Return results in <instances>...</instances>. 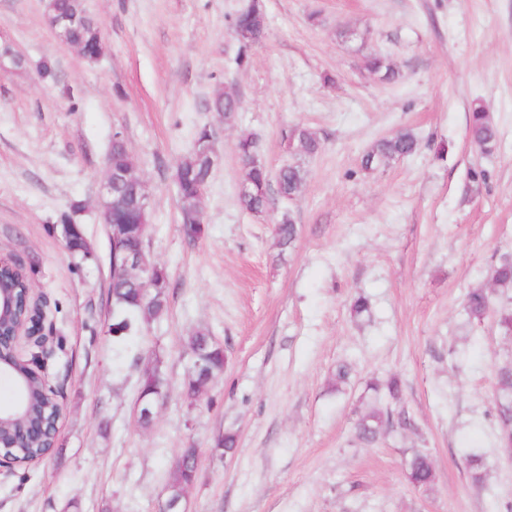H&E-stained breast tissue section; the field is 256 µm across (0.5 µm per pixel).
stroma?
Returning <instances> with one entry per match:
<instances>
[{
  "label": "stroma",
  "instance_id": "1",
  "mask_svg": "<svg viewBox=\"0 0 512 512\" xmlns=\"http://www.w3.org/2000/svg\"><path fill=\"white\" fill-rule=\"evenodd\" d=\"M254 1L266 35L243 54L232 20ZM44 3L0 0V44L25 62L0 72V256L23 260L49 301L64 348L46 375L64 386V415L55 454L0 476V512H158L184 448L199 451L186 512H503L512 456L493 387L512 337L496 316L469 322L464 301L512 253V0H85L106 46L94 62L57 38ZM374 52L398 83L366 70ZM226 92L240 102L229 122L210 108ZM476 105L499 131L487 155L466 132ZM298 126L317 133L314 157L290 152ZM203 127L218 159L190 238L174 171ZM400 130L417 153L362 170ZM116 134L147 184V251L170 283L167 315L145 331L143 358L166 379L146 429L139 371L121 384L112 372L98 189ZM244 134L270 171L300 162L295 200L241 210ZM68 212L95 255L80 269L57 230ZM286 213L298 234L283 251ZM199 328L227 359L191 403L183 339ZM341 363L353 373L339 385ZM392 374L413 426L359 443L366 383ZM229 432L227 454L215 442ZM467 448L485 453L488 489L471 485ZM416 451L433 460L431 485L406 476Z\"/></svg>",
  "mask_w": 512,
  "mask_h": 512
}]
</instances>
